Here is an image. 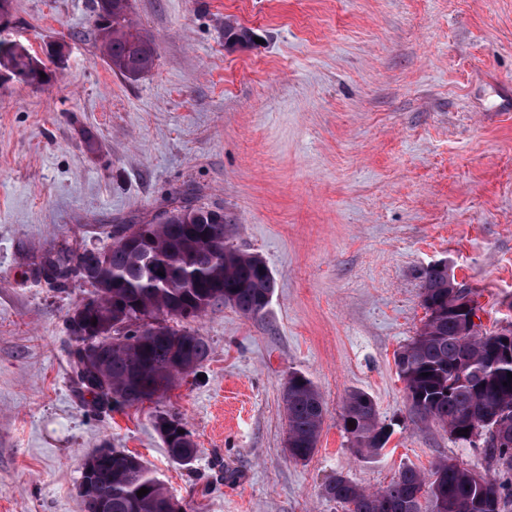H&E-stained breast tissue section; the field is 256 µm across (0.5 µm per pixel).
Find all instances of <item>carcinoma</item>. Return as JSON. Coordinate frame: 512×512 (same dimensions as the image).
<instances>
[{
    "label": "carcinoma",
    "instance_id": "obj_1",
    "mask_svg": "<svg viewBox=\"0 0 512 512\" xmlns=\"http://www.w3.org/2000/svg\"><path fill=\"white\" fill-rule=\"evenodd\" d=\"M94 13L96 37L113 73L133 79L153 67L154 42L131 20L130 0H94ZM216 216V211L187 203L148 225V242L142 247L116 245L126 230L117 226L105 248H64L41 263L37 275L60 288L94 272L91 297L77 304L67 320L74 373L94 403L129 407L150 401L204 365L211 354L207 339L168 320L195 319L220 304L247 318L265 314L261 298L274 293L275 278L263 259L227 246V225L214 223ZM157 269L164 275H157ZM421 297L426 320L395 358L410 412L422 423L446 428L461 442L473 443L461 430L476 429L485 455L507 480L489 478L448 458L427 474L407 467L374 492L338 476L325 486L324 495L344 512H423L416 493L437 477L444 488L443 505L428 500L430 512H503L512 501V443L495 440L501 433L512 437V382L507 378L512 356L503 360L494 353L496 334L483 333L480 325L450 311L454 293L448 287V268L426 269ZM156 313L165 315L157 328L129 336L125 343L113 342L115 324ZM283 402L291 457L306 460L324 423L322 396L310 379L294 373L285 384ZM342 418L360 453L373 456L384 449L386 428L367 393H349ZM155 426L172 461L190 465L198 448L181 434L182 419L160 415ZM84 460L92 462V470L81 475L82 512H172L173 497L139 456L114 450L104 457L93 452ZM143 487L149 492L140 498L137 491Z\"/></svg>",
    "mask_w": 512,
    "mask_h": 512
}]
</instances>
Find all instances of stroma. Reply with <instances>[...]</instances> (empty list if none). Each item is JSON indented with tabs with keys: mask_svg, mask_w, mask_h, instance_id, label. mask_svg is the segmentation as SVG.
Wrapping results in <instances>:
<instances>
[{
	"mask_svg": "<svg viewBox=\"0 0 512 512\" xmlns=\"http://www.w3.org/2000/svg\"><path fill=\"white\" fill-rule=\"evenodd\" d=\"M131 18L156 46L134 79L104 62L93 0H13L0 31L50 75L0 76V512H82V459L103 446L141 456L184 512H344L324 494L339 475L377 490L445 458L488 473L484 453L412 419L395 356L442 260L483 331L512 327V0H131ZM187 194L266 262L272 302L257 319L209 308L190 323L211 346L200 375L94 409L66 329L90 287H51L38 265ZM294 372L326 410L305 461L285 447ZM354 390L394 427L372 458L343 426ZM166 413L199 448L191 467L154 427Z\"/></svg>",
	"mask_w": 512,
	"mask_h": 512,
	"instance_id": "1",
	"label": "stroma"
}]
</instances>
